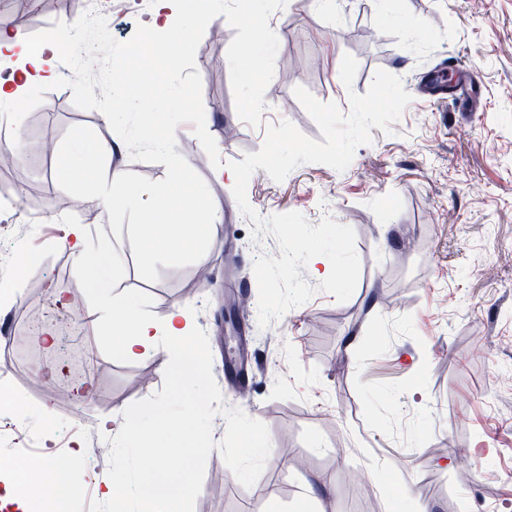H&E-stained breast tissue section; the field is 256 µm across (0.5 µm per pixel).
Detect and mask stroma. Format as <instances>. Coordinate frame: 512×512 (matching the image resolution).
Wrapping results in <instances>:
<instances>
[{"label":"stroma","instance_id":"35a3bbf8","mask_svg":"<svg viewBox=\"0 0 512 512\" xmlns=\"http://www.w3.org/2000/svg\"><path fill=\"white\" fill-rule=\"evenodd\" d=\"M85 9V0H44L24 17L8 8L0 29L57 38ZM210 25L223 36L204 34L195 62L222 161L258 152L267 126L283 121L320 139L296 87L346 113L350 93H366L382 69L411 95L394 134L372 128L371 144L359 146L345 170L302 164L277 182L260 168L248 184L261 217L297 212L314 226L330 218L354 229L361 271L352 297L337 302L305 268L315 294L259 328L253 223L188 123L176 130V151L194 182L175 192L204 191L215 215L189 210L182 221L217 219L215 237L148 257L134 227L153 221L150 201L116 205L104 222L70 212L91 181L71 175L61 155L79 154L92 166L98 142L113 131L100 111L77 108L62 88L22 120L24 158L0 174V183L31 188L22 199L21 249L0 263V280L20 261L26 276L0 317L53 310L54 289L70 293L71 314L84 313L93 295L76 288L74 259L60 246L68 225H83L91 261H102L108 244L121 257L107 272L114 301L136 299L159 323L186 310L208 353L206 452L189 473L198 490L193 512H512V0H335L328 11L315 0H287L269 19L279 48L258 127L240 120L223 62L236 31L220 18ZM367 28L374 40L362 38ZM347 53L359 64L349 87L340 78ZM443 62L457 63L471 84L469 102L419 94L424 75ZM55 214L61 222L45 223ZM200 251L210 274L202 285L194 282ZM239 290L249 311L235 329L224 323V301ZM240 328L255 368L246 402L224 381ZM72 346L86 355L92 399L0 358L11 389L0 420L53 436L59 455L76 441L113 449L70 483L78 512H109L97 486L135 480L145 444L169 439L159 424L144 445L130 443L123 416L174 399L170 356L161 346L126 360L112 338L88 326L79 336L57 334L56 350ZM106 415L115 418L108 436L98 428ZM258 445L268 455L255 453Z\"/></svg>","mask_w":512,"mask_h":512}]
</instances>
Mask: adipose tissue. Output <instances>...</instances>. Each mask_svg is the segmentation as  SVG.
<instances>
[{"mask_svg": "<svg viewBox=\"0 0 512 512\" xmlns=\"http://www.w3.org/2000/svg\"><path fill=\"white\" fill-rule=\"evenodd\" d=\"M212 6V0H154L145 38L130 46V54L153 55L156 35L169 29L177 12L186 10L202 18ZM61 54L60 42L35 41L19 30H0V56L15 58L17 62L7 76L0 77V105H20L32 85L51 80ZM95 187V204L104 211L111 210L119 198L135 205L143 194L142 188L119 170L110 169L105 175L96 176ZM65 245L78 266L77 287H93L96 295L95 303L83 315L84 320L111 335L121 354L130 360L145 358L158 345H165L171 353L170 378L178 392L173 401L140 404L128 420L127 433L137 437L147 424L164 421L180 437L182 448L174 454L166 451L154 457L144 466L137 483L113 480L105 486L101 497L113 512H127L132 500L138 502L141 512H186L189 465L202 451L198 437L200 401L206 396L203 371L207 355L196 343V326L181 309L171 312L159 324L143 316L133 300L113 303L104 279L92 275L82 225H70ZM66 478V472L58 470L54 463L43 461L33 464L25 479V492H16L11 476L0 477V512H53L54 504L44 500L43 491L49 485L63 487Z\"/></svg>", "mask_w": 512, "mask_h": 512, "instance_id": "obj_1", "label": "adipose tissue"}]
</instances>
